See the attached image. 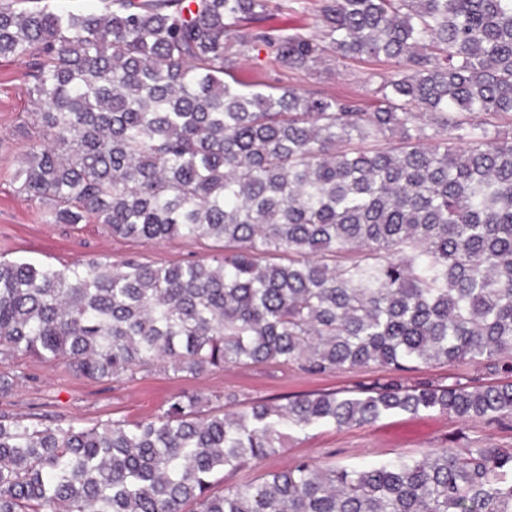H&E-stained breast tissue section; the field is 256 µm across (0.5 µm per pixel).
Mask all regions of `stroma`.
Returning <instances> with one entry per match:
<instances>
[{"label": "stroma", "mask_w": 512, "mask_h": 512, "mask_svg": "<svg viewBox=\"0 0 512 512\" xmlns=\"http://www.w3.org/2000/svg\"><path fill=\"white\" fill-rule=\"evenodd\" d=\"M387 67L375 62L329 59L307 73H293L268 59L247 63L239 72L245 84L256 82L296 84L314 96L355 94L372 98ZM27 64L0 60V258L23 260L56 268L86 256L109 253L113 258L130 254L153 264L185 263L210 257L213 242L172 239L143 244L112 237L102 225L49 224L45 204L19 193L12 174L23 151L16 133L27 122L33 105L28 97ZM0 373L13 378L14 386L0 394V412L25 419H61L85 426L109 419L129 422L156 416L173 396L195 392L206 398L232 394L233 410H248L253 402L303 393L350 390L361 383L388 376L385 368L328 372L318 376L293 366L265 363L230 367L199 375L174 373L161 366L120 381L82 378L61 363L30 358L0 361ZM484 445L512 447V427L467 422L437 411L397 414L371 426L323 425L292 434L278 453L225 473L215 492L264 478L289 468L297 460L362 467L398 457H421L437 448H477Z\"/></svg>", "instance_id": "35a3bbf8"}]
</instances>
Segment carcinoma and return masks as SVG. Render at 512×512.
Returning <instances> with one entry per match:
<instances>
[{"label":"carcinoma","instance_id":"carcinoma-1","mask_svg":"<svg viewBox=\"0 0 512 512\" xmlns=\"http://www.w3.org/2000/svg\"><path fill=\"white\" fill-rule=\"evenodd\" d=\"M101 3L0 0V58L29 64L36 105L18 191L50 224L219 248L168 265L0 260V358L94 380L269 362L392 376L243 412L184 393L133 424L1 413L0 512H512V448L495 446L301 459L213 492L290 429L512 419L511 380L403 377L460 360L512 376V0H318L320 34L264 25L288 0ZM263 48L290 71L327 57L388 71L370 105L240 89Z\"/></svg>","mask_w":512,"mask_h":512}]
</instances>
